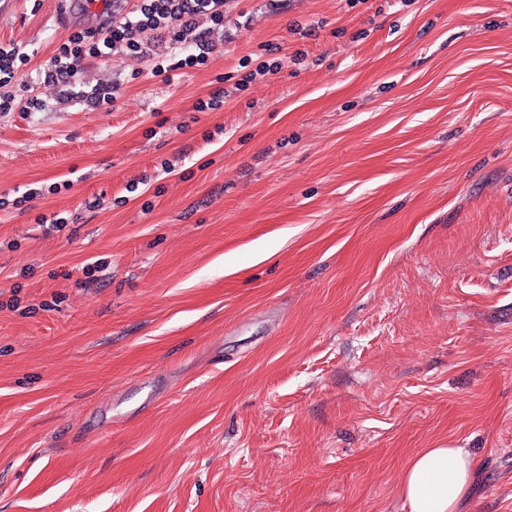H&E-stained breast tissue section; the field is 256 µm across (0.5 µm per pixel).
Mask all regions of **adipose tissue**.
Instances as JSON below:
<instances>
[{"instance_id":"ef3b65f1","label":"adipose tissue","mask_w":512,"mask_h":512,"mask_svg":"<svg viewBox=\"0 0 512 512\" xmlns=\"http://www.w3.org/2000/svg\"><path fill=\"white\" fill-rule=\"evenodd\" d=\"M476 474L460 448H424L402 470L397 492L407 512H459Z\"/></svg>"}]
</instances>
